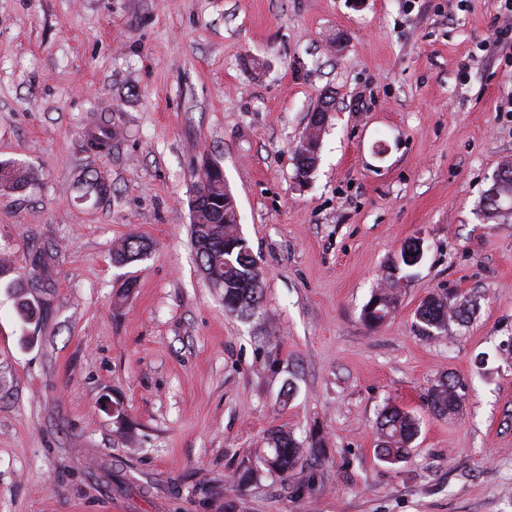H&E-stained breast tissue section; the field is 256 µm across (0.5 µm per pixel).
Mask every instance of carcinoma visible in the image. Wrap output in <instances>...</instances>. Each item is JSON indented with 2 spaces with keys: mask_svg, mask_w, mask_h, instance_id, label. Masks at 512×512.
Returning <instances> with one entry per match:
<instances>
[{
  "mask_svg": "<svg viewBox=\"0 0 512 512\" xmlns=\"http://www.w3.org/2000/svg\"><path fill=\"white\" fill-rule=\"evenodd\" d=\"M117 138V128L112 115L99 113L92 128L86 134L89 148L106 154L112 150V141ZM193 244L196 259L205 278L212 287L222 291L224 311L242 320L259 314L263 306L262 281L257 279L256 261L248 246L240 245L237 214L230 203L232 193L225 192L224 182L209 178V173L193 170ZM30 173L11 161H0V187L20 190L26 187ZM83 195H93L102 200L112 193V185L102 173L93 171L81 183ZM149 249V245L138 237L123 240L115 247L113 261L129 264L138 261ZM55 254L43 249L30 254L25 283L17 285L16 307L24 328L39 323V313L29 302L25 289L50 288L53 286L52 268ZM399 280L387 278L385 286L375 289L362 309V320L370 329L385 323L395 313L399 301ZM470 310L464 302H456L446 295H437L423 300L415 311V328L425 339L439 337L448 332V326H459L469 320ZM463 385L459 380L444 376L432 388L428 407L436 416H446L458 408ZM379 445L378 458L387 464L396 465L406 460L411 444L416 439L420 426L410 413L397 406L383 409L377 422ZM267 448L254 467L237 473L234 484L245 486L261 471L292 476L303 472L308 456H317L322 449L321 439L313 437L309 447H304L294 436L283 429H274L267 435Z\"/></svg>",
  "mask_w": 512,
  "mask_h": 512,
  "instance_id": "carcinoma-1",
  "label": "carcinoma"
}]
</instances>
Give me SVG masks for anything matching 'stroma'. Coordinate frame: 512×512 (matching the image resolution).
Returning <instances> with one entry per match:
<instances>
[{
  "mask_svg": "<svg viewBox=\"0 0 512 512\" xmlns=\"http://www.w3.org/2000/svg\"><path fill=\"white\" fill-rule=\"evenodd\" d=\"M327 90L303 185L295 149ZM510 102L504 0H0V160L32 176L0 191V258L18 278L58 250L35 335L0 279V512H512V217L481 212L512 162ZM102 111L108 154L84 140ZM205 158L264 272L250 322L196 260ZM92 169L110 197L82 199ZM131 236L148 257L115 265ZM411 238L424 257L369 329L362 307ZM436 293L474 314L425 339L415 310ZM448 374L459 419L426 406ZM389 403L421 422L394 466L375 452ZM273 429L319 432L312 480L235 490Z\"/></svg>",
  "mask_w": 512,
  "mask_h": 512,
  "instance_id": "1",
  "label": "stroma"
}]
</instances>
